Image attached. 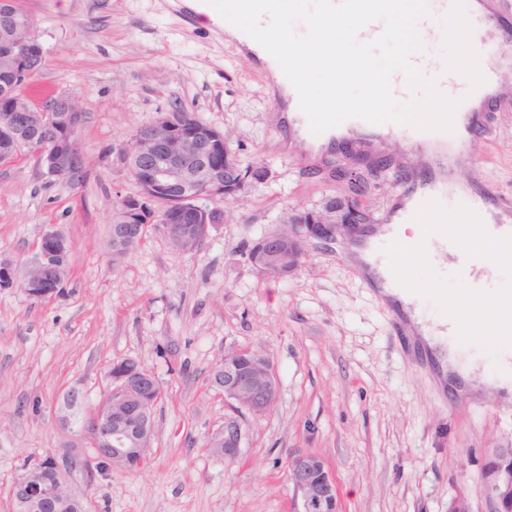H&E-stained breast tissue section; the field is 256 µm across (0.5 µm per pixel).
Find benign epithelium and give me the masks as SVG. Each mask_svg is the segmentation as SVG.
<instances>
[{
    "label": "benign epithelium",
    "instance_id": "7a95c632",
    "mask_svg": "<svg viewBox=\"0 0 512 512\" xmlns=\"http://www.w3.org/2000/svg\"><path fill=\"white\" fill-rule=\"evenodd\" d=\"M3 60L16 79L28 82L45 62L44 49L34 31V23L13 30L5 44ZM84 122L82 105L71 97H54L36 112L18 109L8 94L0 95V150L8 156L20 143V128L42 131L49 129L52 139L39 152L37 160L48 178L62 180L73 170L84 167L78 147ZM229 148L224 133L213 126L189 123L172 112H160L147 129L136 131L121 148L120 155L139 183L149 193L119 199L120 220L127 224L157 221L163 235L180 242V251L194 252L198 233L224 223L219 207L224 196L242 193L257 182L254 170L225 165ZM224 166L226 176H216ZM353 192L348 204L336 208L337 220L330 222L324 214L310 210L296 212L297 221L288 238L266 237L254 246L251 262L269 280L290 276L298 267V239L314 237L334 240L351 234L371 221L370 212L362 205L360 193L367 174L347 167L339 168ZM173 196L163 209L159 197ZM67 239L58 231H48L40 239L37 252L22 278L24 292L47 299L64 287L66 276L52 269L54 256ZM129 374H111L113 387L102 398L85 422L84 431L96 451L82 459L89 467L105 463L115 469H131L146 461L153 430V417L141 397L128 381ZM279 384L268 357L252 349L233 348L224 353V401L236 412L255 416L269 413L277 404ZM245 432L238 418L224 420V447L216 455L232 464L239 458ZM288 480L299 506L295 512H341V503L333 472L316 453L299 448L288 463ZM78 499L59 472L53 476H33V470L22 471L15 479L12 512H29L39 501H59L60 488ZM485 494L490 512H512V468H501Z\"/></svg>",
    "mask_w": 512,
    "mask_h": 512
}]
</instances>
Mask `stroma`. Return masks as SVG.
Returning a JSON list of instances; mask_svg holds the SVG:
<instances>
[{
    "mask_svg": "<svg viewBox=\"0 0 512 512\" xmlns=\"http://www.w3.org/2000/svg\"><path fill=\"white\" fill-rule=\"evenodd\" d=\"M45 52L23 87L31 100L66 94L81 103L85 168L78 186L43 175L35 155L0 165V262L22 277L49 230L70 245L62 292L33 302L0 287V512L25 461L83 447L82 421L111 387L112 363L136 362L162 388L146 463L102 469L95 485L69 483L87 512H293L289 454L305 448L333 472L342 512H448L465 497L488 512L481 486L487 450L512 447V399L491 391L440 390L412 349L404 323L374 295L344 238L306 242L285 281L261 277L251 248L295 210L322 211L345 188L335 151L311 157L307 141L287 147L265 71L208 24L188 23L170 0H20ZM483 111L487 134L444 164L438 149H412L399 133L372 146L391 170L364 201L374 221L390 215L418 179L468 185L474 197L512 214V60ZM181 108L224 132L235 156L268 177L223 203L197 252L149 231L121 262L109 245L120 197L136 185L119 149L161 112ZM405 287L420 291L429 320L442 295L483 310L465 276L439 277L423 249L390 252ZM463 357L489 375L500 340L470 324L456 337ZM251 348L274 365L279 400L245 415L241 455L226 464L207 448L230 410L210 375L225 350ZM68 409L71 431L56 416Z\"/></svg>",
    "mask_w": 512,
    "mask_h": 512,
    "instance_id": "stroma-1",
    "label": "stroma"
}]
</instances>
